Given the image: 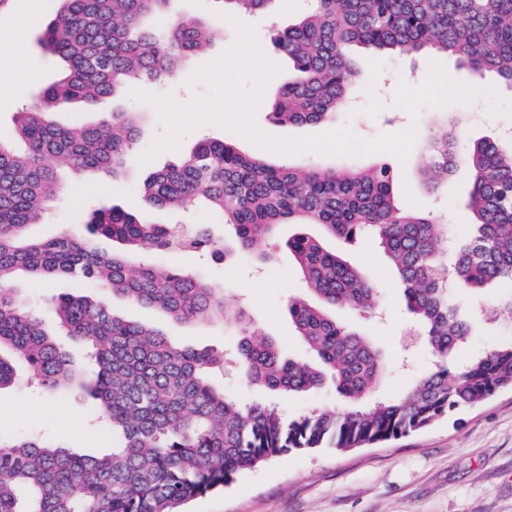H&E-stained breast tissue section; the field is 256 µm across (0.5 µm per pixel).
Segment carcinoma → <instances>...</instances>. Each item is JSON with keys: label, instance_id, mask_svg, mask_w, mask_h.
Segmentation results:
<instances>
[{"label": "carcinoma", "instance_id": "carcinoma-1", "mask_svg": "<svg viewBox=\"0 0 512 512\" xmlns=\"http://www.w3.org/2000/svg\"><path fill=\"white\" fill-rule=\"evenodd\" d=\"M62 2L38 39L63 63L61 76L0 138V391L22 381L20 364L27 380L48 394L87 391L112 430V449L81 454L38 436L0 441V512H181L189 500L272 458L398 439L512 388V340L459 356L471 315L455 294L462 288L473 295L487 321L512 316V146L480 140L460 160L456 129L446 123L425 141L420 176L435 193L458 167L465 170L466 218L454 233L430 213L399 206L384 164L326 171L271 165L226 139H204L140 182L153 210L205 206L218 213L230 234L226 255L240 250L267 262L266 241L283 224L297 226L281 245L309 296L288 300L287 311L315 364L285 356L242 309L224 304L196 275L150 262L130 272L127 255L139 249L210 251L214 241L205 224L180 236L173 224L114 205L91 210L84 234L30 237L28 227L40 223L61 193L63 174L125 177L141 133L136 112H106L82 127L63 126L53 115L75 100L124 97L171 80L212 38L197 18L171 21L158 34L155 21L168 16L170 0ZM219 2L226 11L258 14L281 0ZM273 43L293 70L272 91L270 119L281 125L321 123L346 110L360 78L348 56L353 46L410 58L430 48L472 75L492 74L496 88L512 91V0H312L305 17L276 31ZM309 224L321 235L306 232ZM364 235L376 239L394 266L421 342L437 358L393 399L370 398L390 365L369 334L331 314L348 306L365 316L376 306L373 283L326 245ZM97 236L112 240V253L93 246ZM20 274L103 283L179 322L236 324V353L226 358L179 345L101 299L62 296L57 325L88 347L92 365L82 368L13 293ZM490 286L500 292L485 296ZM222 371L281 396L330 383L343 406L287 418L271 399L224 393L214 381Z\"/></svg>", "mask_w": 512, "mask_h": 512}]
</instances>
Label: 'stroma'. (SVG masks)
I'll use <instances>...</instances> for the list:
<instances>
[{"label":"stroma","instance_id":"1","mask_svg":"<svg viewBox=\"0 0 512 512\" xmlns=\"http://www.w3.org/2000/svg\"><path fill=\"white\" fill-rule=\"evenodd\" d=\"M60 5V0H14L10 19L0 21V66L10 70L13 81L12 90L0 93L1 134L8 133L16 113L30 107L37 92L59 76L57 60L42 54L37 44L38 32L29 24L28 17L35 13L41 20H50ZM309 8L310 0H287L284 7L267 18L245 15L240 18L241 23L254 27L262 51L277 65L273 83L287 80L290 66L276 52L271 42L272 32L296 23ZM222 12L219 0H174V16L205 20L214 31V39L172 82L157 87V94L173 95L182 105L210 95L206 82L194 83L190 77L199 67L217 60L236 40L235 26L223 18ZM351 58L365 78L352 93L353 107L333 119L331 125L275 124L269 118L270 98L265 95L254 115L256 126L266 135L291 138L346 125L358 137L370 139L381 132L404 130L413 123L422 136L432 117L424 111L414 122L404 109L393 106L399 81L420 84L430 63L437 62L451 80L465 85L472 82L471 76L458 68L455 59L430 49L411 61L364 48L353 49ZM448 109L467 115L464 134L456 143V151L461 155L478 140L494 139L500 130H512V117L489 116L481 100L452 103ZM112 111L142 115L143 135L130 151L124 181L116 182L92 173L65 177L62 196L52 205L43 223L31 228L36 236L52 238L65 230L83 232L87 214L94 208L118 205L129 211L146 210L147 204L137 190L138 182L153 166L174 160L179 151L188 150L205 137L231 139L243 152L261 155L273 164L287 162L330 169L384 163L396 177L402 206L436 213L440 223L451 226L463 219L468 194L465 175L460 173L449 179L439 194L428 193L418 174L423 156L417 147L404 163L388 153L335 157L311 152L285 154L258 146L237 131L206 123L186 133L179 149L163 151L153 162L144 164L141 156L166 131L153 105L129 97L100 103L79 102L57 113L56 118L65 125H86ZM335 248L351 264L365 270L380 289L378 314L369 331L388 359L391 371L376 392L386 397L396 396L430 367L432 356L412 339L416 324L377 245L361 237L350 244L336 242ZM271 249L277 258L264 265L257 264L248 253L228 262L223 255L213 253L149 252L134 257L131 266L136 269L145 261L158 262L203 276L226 302L244 307L271 337L281 342L287 356L304 360L308 352L293 331L285 305L288 298L303 293L305 283L287 251L276 242ZM16 286L27 307L47 319L53 315L58 296L99 292L94 283H79L65 276L48 281L23 277ZM111 305L127 319L162 329L180 345L228 352L239 339L237 328L231 324H179L119 297L113 298ZM95 413L91 400L80 393L61 391L47 396L23 384L0 392V438L9 440L34 433L78 452H103L111 446L112 434L95 427L92 421ZM184 512H512V390L498 391L476 406L453 412L425 429L396 440L344 453L319 448L270 459L240 473L224 489L190 500Z\"/></svg>","mask_w":512,"mask_h":512}]
</instances>
